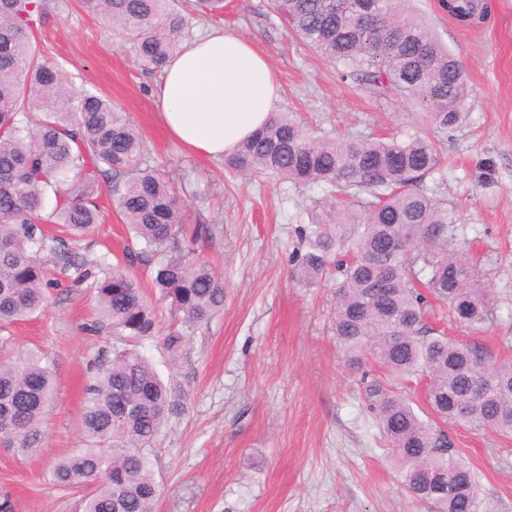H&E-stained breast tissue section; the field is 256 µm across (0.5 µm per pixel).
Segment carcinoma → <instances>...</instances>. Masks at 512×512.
Segmentation results:
<instances>
[{
	"label": "carcinoma",
	"instance_id": "carcinoma-1",
	"mask_svg": "<svg viewBox=\"0 0 512 512\" xmlns=\"http://www.w3.org/2000/svg\"><path fill=\"white\" fill-rule=\"evenodd\" d=\"M367 23L358 0H273L300 40L336 67L341 81L398 92L426 107L432 136H316L286 112L224 156L234 177L276 176L324 190L328 209L311 216L305 253L292 273L313 284L335 269L333 332L349 365L366 362L426 381L425 399L442 424L512 434V364H487L482 347L431 322L433 303L474 330L489 321L491 290L449 236L451 212L423 189L442 164L441 144L462 122L468 85L461 62L442 45L411 0H373ZM131 44L134 61L159 72L182 39L183 0H81ZM217 20L224 0H193ZM468 26L487 19L483 0H461ZM50 0H0V327L49 305L42 254L66 271L87 265L48 224L73 240L99 222V180L108 183L124 223L160 255L153 283L172 316L190 325L224 308V281L183 254L182 203L175 181L151 165L140 133L112 101L74 92L61 69L40 60L38 27ZM101 321L122 341L153 335L157 315L140 281L114 267L94 281ZM55 397L41 351L14 352L0 336V441L27 455L42 442ZM185 393L164 383L134 348L119 347L86 387L85 447L55 461L51 482L80 488L81 512H155L161 495L149 445ZM369 410L409 496L429 512H496L479 495L474 471L451 449L442 424L423 419L412 399L378 379L366 385Z\"/></svg>",
	"mask_w": 512,
	"mask_h": 512
}]
</instances>
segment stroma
<instances>
[{
    "label": "stroma",
    "instance_id": "obj_1",
    "mask_svg": "<svg viewBox=\"0 0 512 512\" xmlns=\"http://www.w3.org/2000/svg\"><path fill=\"white\" fill-rule=\"evenodd\" d=\"M490 20L461 25L443 0H416L440 40L465 67L466 116L446 143L447 163L428 178L452 210L451 233L477 260L494 297L482 330L450 326L449 336L482 345L490 362H512V0H486ZM38 33L44 59L73 88L90 90L126 113L151 161L185 185L183 223L200 226L193 249L224 280L223 311L188 326L160 310L140 352L163 381L177 380L184 408L152 444L163 488L156 512H426L406 495L351 368L331 329L336 282L300 284L290 259L323 197L278 178L227 180L222 160L184 151L150 105L157 74L143 71L129 44L77 0H51ZM222 29L252 43L277 70V111L313 124L317 135L400 136L426 124L422 107L401 95L342 83L335 70L280 20L271 0H224ZM102 219L77 245L79 256L125 260L139 251L109 192ZM69 270L36 318L11 325L21 345L44 350L56 397L42 424L39 452L0 447V502L11 512H78L79 496L53 486L48 469L83 447L89 366L111 357L119 339L95 329V293ZM182 336L178 362L166 343ZM448 436L479 477L480 495L512 512V435L451 424Z\"/></svg>",
    "mask_w": 512,
    "mask_h": 512
}]
</instances>
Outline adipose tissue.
I'll use <instances>...</instances> for the list:
<instances>
[{"instance_id":"obj_1","label":"adipose tissue","mask_w":512,"mask_h":512,"mask_svg":"<svg viewBox=\"0 0 512 512\" xmlns=\"http://www.w3.org/2000/svg\"><path fill=\"white\" fill-rule=\"evenodd\" d=\"M278 98L269 60L239 36L213 29L183 42L167 61L152 106L183 149L220 158L266 123Z\"/></svg>"}]
</instances>
